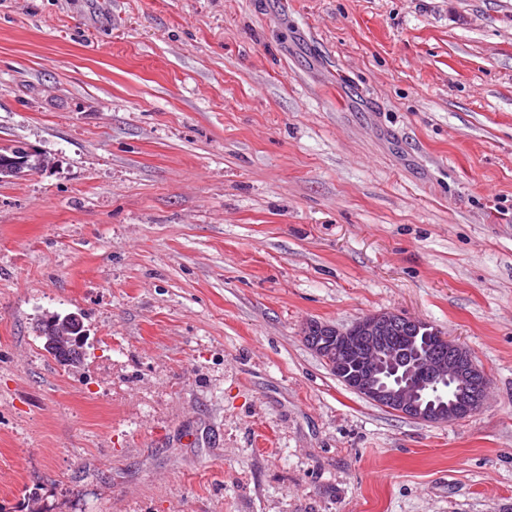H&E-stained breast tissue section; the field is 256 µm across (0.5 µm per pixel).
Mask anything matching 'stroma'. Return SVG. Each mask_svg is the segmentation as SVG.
<instances>
[{
    "mask_svg": "<svg viewBox=\"0 0 512 512\" xmlns=\"http://www.w3.org/2000/svg\"><path fill=\"white\" fill-rule=\"evenodd\" d=\"M19 143L0 512H512V0H0ZM380 311L486 406L391 412L303 339ZM13 148L5 149L0 148V165L2 168V159L3 155L12 156ZM36 154H41L36 151H33L26 147L23 144H19L16 146L15 157L10 160L11 166L7 168H2L6 172L10 173L13 176H17L19 174L25 172H32L39 170L43 165L46 164V159L43 156H36ZM34 156V161L31 159ZM67 322L71 323L73 326H75V330H79V336H68L65 332H63L61 329L56 330L55 328L48 332V339L46 342V346L50 349H54L57 347H60L63 350H67L69 348H76L77 351H80L76 347V345H83L84 342V333L86 331L82 330L84 328L83 322L78 314L75 313H69V315L66 316ZM76 344V345H75Z\"/></svg>",
    "mask_w": 512,
    "mask_h": 512,
    "instance_id": "obj_1",
    "label": "stroma"
}]
</instances>
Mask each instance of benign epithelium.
<instances>
[{"mask_svg": "<svg viewBox=\"0 0 512 512\" xmlns=\"http://www.w3.org/2000/svg\"><path fill=\"white\" fill-rule=\"evenodd\" d=\"M5 171L13 176L39 170L46 159L23 144ZM67 322L69 336L48 332L46 346L67 350L84 342L80 316ZM304 338L350 390L371 403L426 423H445L476 414L485 404L489 377L470 351L428 324L391 311L365 315L346 328L311 321Z\"/></svg>", "mask_w": 512, "mask_h": 512, "instance_id": "benign-epithelium-1", "label": "benign epithelium"}]
</instances>
